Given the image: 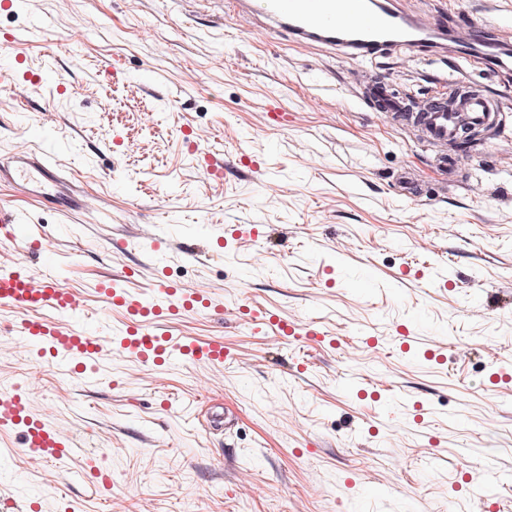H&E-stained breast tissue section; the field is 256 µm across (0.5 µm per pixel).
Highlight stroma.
Listing matches in <instances>:
<instances>
[{
  "label": "stroma",
  "instance_id": "stroma-1",
  "mask_svg": "<svg viewBox=\"0 0 512 512\" xmlns=\"http://www.w3.org/2000/svg\"><path fill=\"white\" fill-rule=\"evenodd\" d=\"M404 6L464 14L512 48V0ZM36 17L18 95L0 97V156L42 146L91 207L65 213L0 184L18 223L56 247L47 262L0 236V263L64 278L103 333L126 320L96 292L112 274L135 289L206 286L223 313L166 327L223 339L227 357L156 369L116 356L103 364L115 386L93 384L16 348L19 313L0 306V392L39 374L31 410L111 482L84 477L85 462L32 461L8 433L0 512L30 500L39 512H482L511 497L482 471L512 475V386L494 382L512 375V307L497 305L512 294V111L454 146L450 182L439 147L360 90L373 72L420 102L463 73L512 102V69L408 52L352 63L226 0H27L0 9V40ZM272 100L287 124H266ZM403 170L423 196L399 192ZM241 305L330 336L256 328ZM401 324L444 361L402 354Z\"/></svg>",
  "mask_w": 512,
  "mask_h": 512
}]
</instances>
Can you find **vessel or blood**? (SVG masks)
Segmentation results:
<instances>
[{"instance_id": "1", "label": "vessel or blood", "mask_w": 512, "mask_h": 512, "mask_svg": "<svg viewBox=\"0 0 512 512\" xmlns=\"http://www.w3.org/2000/svg\"><path fill=\"white\" fill-rule=\"evenodd\" d=\"M234 13L260 17L272 29L299 44H319L344 53L347 58L369 62L395 51L433 55L454 49L474 70L500 71L504 61L489 51L496 38L492 30L460 20L451 31H443L432 18L406 13L397 0H231ZM371 97L385 112L404 111V99L383 82H375ZM502 103L482 92L469 95L460 108H449L441 100L412 120L425 137L435 143L455 140L464 126H489L498 122ZM18 184L63 211L84 208L85 200L70 192L63 174L49 153L40 150L15 152L9 162L0 161V181ZM97 292L105 306L119 308L134 317L135 325L119 330L113 337L94 333L70 319L83 306L75 289L57 276L33 280L25 266L0 269V306L24 311L25 316L10 331L17 341L38 356L73 373L85 372L98 364L110 350L156 365L186 359L212 364L224 361V342L216 338L198 344L171 337L163 331L160 318L179 315L194 308L202 292H184L159 285L146 291L124 286L122 276L102 281ZM288 337L323 341L318 326L303 327L292 321L279 322ZM0 432H13L24 453L44 462L60 465L83 456L84 451L53 429L44 419L31 415L25 390L0 394Z\"/></svg>"}]
</instances>
